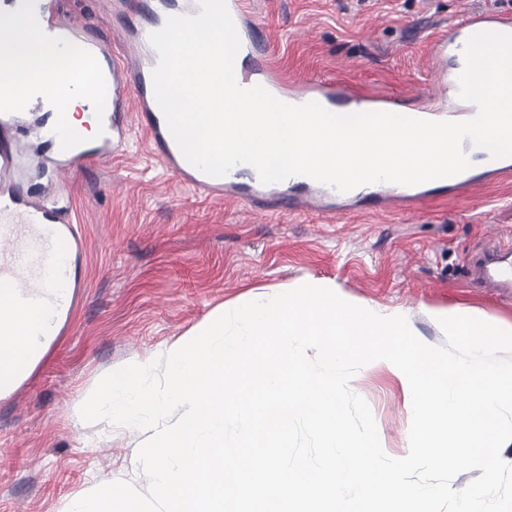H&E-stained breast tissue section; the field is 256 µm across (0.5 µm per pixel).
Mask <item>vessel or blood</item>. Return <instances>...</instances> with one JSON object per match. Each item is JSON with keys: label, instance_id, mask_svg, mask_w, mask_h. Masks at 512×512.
I'll use <instances>...</instances> for the list:
<instances>
[{"label": "vessel or blood", "instance_id": "1", "mask_svg": "<svg viewBox=\"0 0 512 512\" xmlns=\"http://www.w3.org/2000/svg\"><path fill=\"white\" fill-rule=\"evenodd\" d=\"M227 8L241 40L239 54L246 61L245 67L235 72L239 86L273 89L298 105L342 102L348 111L360 108L361 98L350 95L340 84L313 79L290 82L278 77L258 41L257 22L247 14L244 0H227ZM176 9L184 15L198 14L199 0H183L177 8L169 0H155L148 20L141 26L129 28L131 52L127 55H118L97 39L86 37V53L75 70V82L65 86L47 83L42 90L30 89L20 96L8 88L0 90V124L11 127L26 121L28 112L41 111L43 92L54 93L60 98L75 94L80 89L79 77L91 72L107 91L106 109L97 115L104 132L89 149L59 152L57 163L65 170L76 171L92 162L109 161L124 152L128 141L127 115L132 112L148 135L153 155L179 184L205 196H229L250 206L277 204L297 211L314 204L327 218H335L337 204L349 202L350 193L338 191L304 175L275 184L255 180L241 185L205 175L184 159L155 99L152 70L158 62V53L149 41L150 34L159 30ZM479 31L512 34V14L472 11L450 26L447 34L437 38L433 46L434 55L440 63L437 81L449 88H457L459 73L456 69L447 68L446 62L457 56L467 39ZM450 110L466 119L477 112L475 105L461 100L450 108L430 99L421 108L422 113L436 118L443 117ZM20 151L19 139L0 142L1 179L8 178L14 171ZM373 194L384 200L401 197L412 203L423 197L422 192L407 190L404 185L396 183L375 184ZM65 235V224L46 207L38 203L24 207L17 192L8 190L0 193V286L11 290L15 306L64 304L62 289L72 275L71 267L62 257L45 249L43 242ZM473 264L481 283L512 288V261H504L500 250L479 253Z\"/></svg>", "mask_w": 512, "mask_h": 512}]
</instances>
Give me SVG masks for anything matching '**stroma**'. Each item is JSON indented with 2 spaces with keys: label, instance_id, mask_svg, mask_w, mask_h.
<instances>
[{
  "label": "stroma",
  "instance_id": "1",
  "mask_svg": "<svg viewBox=\"0 0 512 512\" xmlns=\"http://www.w3.org/2000/svg\"><path fill=\"white\" fill-rule=\"evenodd\" d=\"M98 0H56L67 23L110 35L134 17ZM270 64L287 79L347 83L357 94L404 108L437 89L432 46L464 10L512 11V0H246ZM63 217L83 243L72 252L75 302L63 330L30 374L0 397V512H63L87 487L149 482L138 464L148 434L107 421L84 422L78 405L106 374L146 364L212 312L254 294L309 279L381 312L405 311L424 343L440 345L435 311H475L512 325V292L490 295L466 267L485 246L512 244V174L455 197L434 188L413 211L357 196L327 221L319 211L263 210L200 196L176 183L150 154L141 128L129 151L85 166L60 188ZM372 411L387 455L409 451V388L379 360L350 381Z\"/></svg>",
  "mask_w": 512,
  "mask_h": 512
}]
</instances>
